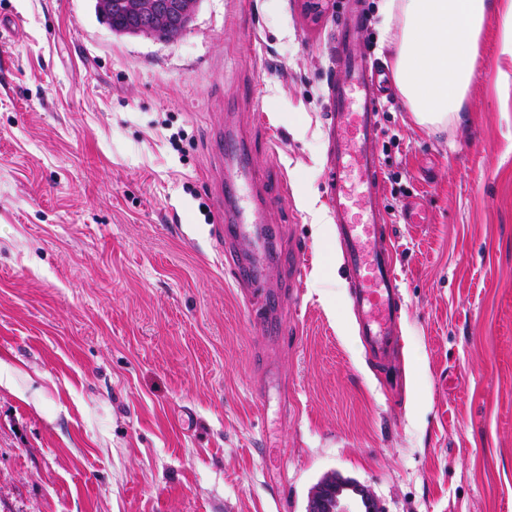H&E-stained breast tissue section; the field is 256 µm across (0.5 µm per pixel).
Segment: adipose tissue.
Returning a JSON list of instances; mask_svg holds the SVG:
<instances>
[{"label": "adipose tissue", "mask_w": 512, "mask_h": 512, "mask_svg": "<svg viewBox=\"0 0 512 512\" xmlns=\"http://www.w3.org/2000/svg\"><path fill=\"white\" fill-rule=\"evenodd\" d=\"M398 89L416 121L442 127L459 120L474 76L473 60L490 14L502 20L512 52V0H384Z\"/></svg>", "instance_id": "ef3b65f1"}]
</instances>
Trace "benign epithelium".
Listing matches in <instances>:
<instances>
[{"mask_svg": "<svg viewBox=\"0 0 512 512\" xmlns=\"http://www.w3.org/2000/svg\"><path fill=\"white\" fill-rule=\"evenodd\" d=\"M199 0H96L97 13L107 22L117 19L139 34L166 32L178 39L189 27ZM374 512L373 500L355 484H323L311 497L307 512Z\"/></svg>", "mask_w": 512, "mask_h": 512, "instance_id": "1", "label": "benign epithelium"}]
</instances>
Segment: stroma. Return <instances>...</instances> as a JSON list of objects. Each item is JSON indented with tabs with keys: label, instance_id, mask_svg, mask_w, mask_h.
Listing matches in <instances>:
<instances>
[{
	"label": "stroma",
	"instance_id": "obj_1",
	"mask_svg": "<svg viewBox=\"0 0 512 512\" xmlns=\"http://www.w3.org/2000/svg\"><path fill=\"white\" fill-rule=\"evenodd\" d=\"M381 2L360 48L389 69ZM344 8L201 0L166 42L113 33L95 0H0L23 27L0 41V512H305L330 473L381 512H512V53L489 16L447 127L382 105L395 393L326 203ZM228 112L278 194L272 337L214 236Z\"/></svg>",
	"mask_w": 512,
	"mask_h": 512
}]
</instances>
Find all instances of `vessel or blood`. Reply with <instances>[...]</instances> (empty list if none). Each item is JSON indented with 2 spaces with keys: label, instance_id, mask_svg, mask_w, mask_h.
Instances as JSON below:
<instances>
[{
  "label": "vessel or blood",
  "instance_id": "obj_1",
  "mask_svg": "<svg viewBox=\"0 0 512 512\" xmlns=\"http://www.w3.org/2000/svg\"><path fill=\"white\" fill-rule=\"evenodd\" d=\"M359 33L358 23H351L335 45L339 75L331 83L326 114L327 203L336 219L358 332L373 356L384 361L397 339L402 310L393 233L376 203L382 181L379 105L390 76L358 53ZM214 141L219 145L215 219L225 245L246 246L249 260L238 264L235 278L255 287L272 261L263 233L264 204L256 194L259 174L237 129H223Z\"/></svg>",
  "mask_w": 512,
  "mask_h": 512
}]
</instances>
